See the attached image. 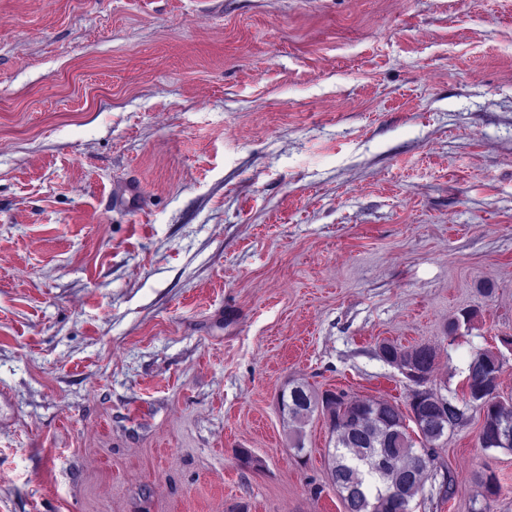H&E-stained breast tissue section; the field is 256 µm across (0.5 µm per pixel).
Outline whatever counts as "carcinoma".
Returning <instances> with one entry per match:
<instances>
[{
    "instance_id": "obj_1",
    "label": "carcinoma",
    "mask_w": 512,
    "mask_h": 512,
    "mask_svg": "<svg viewBox=\"0 0 512 512\" xmlns=\"http://www.w3.org/2000/svg\"><path fill=\"white\" fill-rule=\"evenodd\" d=\"M380 354L392 363L400 358L417 361L422 371L430 369L435 360V353L425 345L402 349L384 343ZM501 369L502 362L494 352H476L467 368L474 379L469 389L471 396H476L480 383L489 396L480 432L481 446L512 450L511 444L506 446L491 439V434L512 415V408L494 395ZM324 406L334 407L330 474L345 512H372L373 504L394 490L399 491L401 504L407 507L423 490L426 480L436 479V448L446 430L436 425L423 426L415 439L398 407L376 399L347 402L341 395H320L303 383L293 384L288 394L280 397L283 418L297 435L313 413Z\"/></svg>"
}]
</instances>
